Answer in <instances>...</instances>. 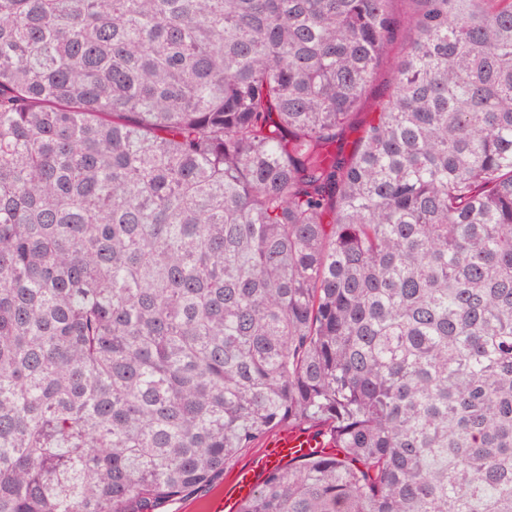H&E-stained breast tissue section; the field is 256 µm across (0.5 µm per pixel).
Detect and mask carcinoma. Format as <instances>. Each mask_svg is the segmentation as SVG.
<instances>
[{"instance_id": "carcinoma-1", "label": "carcinoma", "mask_w": 512, "mask_h": 512, "mask_svg": "<svg viewBox=\"0 0 512 512\" xmlns=\"http://www.w3.org/2000/svg\"><path fill=\"white\" fill-rule=\"evenodd\" d=\"M393 2L0 0V512H512V0ZM392 69L389 61L385 62L379 69L375 78L372 90L368 98L363 103L359 112L361 113L354 123H352L346 130L340 146L344 153L351 154L360 137L363 135L364 125L366 120L374 116L369 112H378V107L381 101L388 94L391 87ZM286 427H279L265 435L263 439L255 444L254 448L246 449L238 458L232 468L224 472V477L209 487H203L193 494L169 501L161 505L157 512H206L204 510L207 499L219 492L224 491V486L234 476L238 468L253 465L256 458L265 451L258 462V466L266 473L276 468H281L283 462L288 459L300 457L303 454L320 452L321 448H330L323 436L317 435L313 430L293 428L280 432ZM275 437V438H274ZM274 438V439H273ZM271 445L269 448V441Z\"/></svg>"}]
</instances>
